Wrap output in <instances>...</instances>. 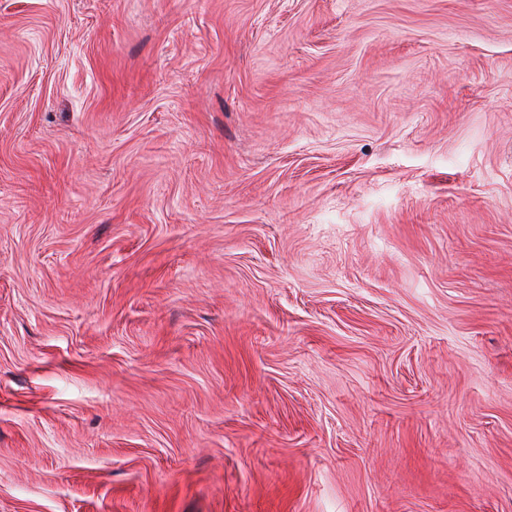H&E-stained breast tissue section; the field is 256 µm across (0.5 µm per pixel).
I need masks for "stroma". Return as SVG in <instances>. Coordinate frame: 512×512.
Segmentation results:
<instances>
[{
  "label": "stroma",
  "mask_w": 512,
  "mask_h": 512,
  "mask_svg": "<svg viewBox=\"0 0 512 512\" xmlns=\"http://www.w3.org/2000/svg\"><path fill=\"white\" fill-rule=\"evenodd\" d=\"M0 512H512V0H0Z\"/></svg>",
  "instance_id": "35a3bbf8"
}]
</instances>
